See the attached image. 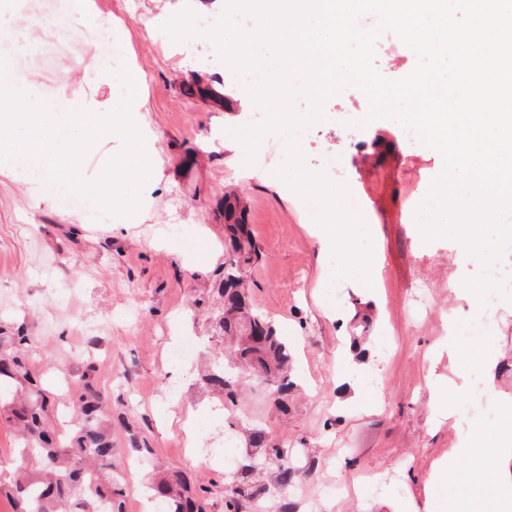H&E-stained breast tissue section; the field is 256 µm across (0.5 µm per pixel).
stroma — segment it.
<instances>
[{
  "label": "stroma",
  "mask_w": 512,
  "mask_h": 512,
  "mask_svg": "<svg viewBox=\"0 0 512 512\" xmlns=\"http://www.w3.org/2000/svg\"><path fill=\"white\" fill-rule=\"evenodd\" d=\"M134 0H94L95 34L81 36L77 53L50 59L18 54V84L46 72L53 92L95 93L120 105L127 90L105 80L119 66H134L146 81L137 90L156 142L158 174L150 200L131 228L91 200L74 208L65 199L35 203L25 178L0 175V320L25 322L43 358L50 385L74 382L95 366L97 384L112 409L114 467L126 484L129 512H142L152 471L135 468L131 438L143 439L161 467L183 471L192 489H206L210 512H224L230 485L225 456L242 458L241 434L223 436L222 396L201 380L211 334L195 299L207 296L224 264V195L235 191L247 213L260 258L247 274L252 305L293 341L294 378L301 385L288 411L249 388L237 409L241 425H259L288 441L295 494L278 495L266 512H487L472 506L469 490L512 493V461L477 479L468 462L460 477L429 491L433 466L461 434L492 454L512 433L468 416L467 394L455 420H435L428 376L448 371L443 346L449 320L461 343L474 350L468 369L512 401V296L498 308L494 346L469 332V302L460 291L482 288V263L450 237L424 240L413 214L443 170L442 155L423 143L406 144L400 124L379 118L366 127L336 124L302 146L305 168L326 151L344 152L347 187L360 200L376 269L369 282L336 278L335 262L312 210L279 176V156L259 163L240 155L235 131L264 117L224 68L205 32L224 13L221 0H146L147 22L133 18ZM201 18L203 34L170 40L164 24L183 10ZM374 66L386 79L409 74L417 57L395 35L377 40ZM223 103L201 96L203 88ZM206 260L191 261L194 250ZM367 353L354 369L358 397L340 386V356L352 337ZM489 350L483 362L481 350ZM193 415L194 452L178 423Z\"/></svg>",
  "instance_id": "1"
}]
</instances>
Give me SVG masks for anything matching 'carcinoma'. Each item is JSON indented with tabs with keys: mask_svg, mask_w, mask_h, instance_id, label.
<instances>
[{
	"mask_svg": "<svg viewBox=\"0 0 512 512\" xmlns=\"http://www.w3.org/2000/svg\"><path fill=\"white\" fill-rule=\"evenodd\" d=\"M224 221L229 244L214 293L215 300L199 298L197 309L210 311L213 336L225 341L224 351L210 359L203 382L224 396L231 406L250 379L266 384L275 404L288 411L292 379L288 342L274 321L250 305L244 275L260 257L245 224V208L235 197L224 199ZM43 365L30 327L0 323V411L17 432L19 446L0 480V496L12 512H124V487L113 473L112 412L94 383L93 366L80 376L78 393L70 399L74 423L59 430L51 414L59 397L40 381ZM245 459L232 471V491L224 512H241L242 503L259 508L273 496L271 489L252 481V475L277 467V488L296 481L284 464L287 444L271 438L262 428L249 430ZM151 498L155 512H208L205 498L188 490L183 474L163 470L154 475Z\"/></svg>",
	"mask_w": 512,
	"mask_h": 512,
	"instance_id": "obj_1",
	"label": "carcinoma"
}]
</instances>
